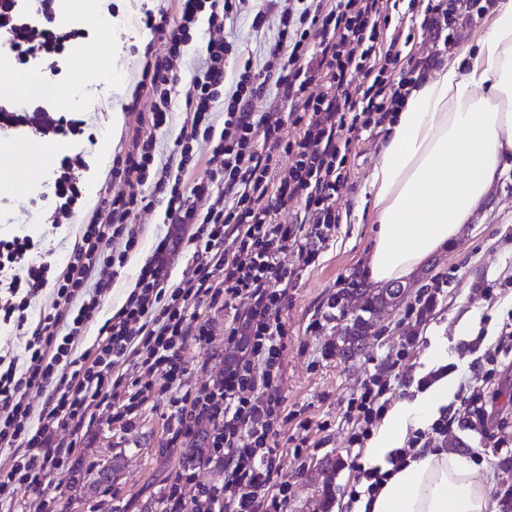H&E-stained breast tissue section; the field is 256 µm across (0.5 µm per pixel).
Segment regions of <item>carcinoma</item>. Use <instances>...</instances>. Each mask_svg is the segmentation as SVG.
<instances>
[{"mask_svg": "<svg viewBox=\"0 0 512 512\" xmlns=\"http://www.w3.org/2000/svg\"><path fill=\"white\" fill-rule=\"evenodd\" d=\"M402 288L400 283H391L384 288H354L346 297H356L351 313H341L336 324V354L351 358L362 350L366 338L377 326L378 312L392 304L393 293Z\"/></svg>", "mask_w": 512, "mask_h": 512, "instance_id": "1", "label": "carcinoma"}]
</instances>
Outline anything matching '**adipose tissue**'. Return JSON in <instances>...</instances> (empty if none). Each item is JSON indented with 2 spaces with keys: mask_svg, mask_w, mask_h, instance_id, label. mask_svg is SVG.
I'll use <instances>...</instances> for the list:
<instances>
[{
  "mask_svg": "<svg viewBox=\"0 0 512 512\" xmlns=\"http://www.w3.org/2000/svg\"><path fill=\"white\" fill-rule=\"evenodd\" d=\"M512 163V0H497L474 48L417 77L386 122L364 194L376 226L363 266L369 286L412 278L457 241ZM457 391L445 382L427 397L395 404L366 455L385 466L411 431L430 423ZM355 512H497L492 486L467 460L421 448Z\"/></svg>",
  "mask_w": 512,
  "mask_h": 512,
  "instance_id": "ef3b65f1",
  "label": "adipose tissue"
}]
</instances>
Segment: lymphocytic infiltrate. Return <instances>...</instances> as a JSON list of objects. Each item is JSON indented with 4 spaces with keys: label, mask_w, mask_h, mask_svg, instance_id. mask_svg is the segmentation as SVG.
I'll list each match as a JSON object with an SVG mask.
<instances>
[{
    "label": "lymphocytic infiltrate",
    "mask_w": 512,
    "mask_h": 512,
    "mask_svg": "<svg viewBox=\"0 0 512 512\" xmlns=\"http://www.w3.org/2000/svg\"><path fill=\"white\" fill-rule=\"evenodd\" d=\"M247 0H179L180 19L145 10L142 24L165 42V51L143 71L141 87L151 95L152 125L166 123L174 95H183L186 118L175 141L177 164L158 163L153 135L137 138L118 156L112 177L123 184L105 194L97 223L86 225L80 245L71 252L64 274L50 277L51 264L34 262L31 237L0 238V325L23 329L33 299L53 286L57 306L41 312L25 343L24 364L0 355V447L13 449L12 463L0 468V507L13 506L20 494H44L54 473L68 470L72 448L55 443L58 430L84 427L112 389V370L137 352L145 378L112 423L130 427L161 374L167 394L170 433L167 445L180 448L204 438L201 453L184 457L175 480L164 489L159 512H262L277 455L274 439L280 400L273 384L288 334L282 311L297 267L310 266L339 222L336 198L343 188V132L357 130L362 115L387 116L400 103L386 90L383 73L400 62L381 53L379 40L389 21V0H256L251 26L274 24L275 35L264 44L259 61L235 65L236 50L224 34ZM206 18L213 37L206 56L191 76L181 72V59L193 39L199 18ZM82 28L56 21L55 0H0V51L16 63L41 61L42 76L60 73L58 58L66 46L85 38ZM366 79L353 83L352 73ZM274 89L281 109L257 112L253 102ZM224 127L214 133L216 110ZM299 129L282 135L284 124ZM83 119L51 113L42 106L6 95L0 97V132L34 133L44 139L81 134ZM212 144L206 179L184 188V178L197 164L193 144ZM86 167L83 153L62 157L50 184L51 223L62 226L81 198L79 183ZM302 201L298 222L282 224L275 204ZM164 200L171 229L154 247L151 261L138 274L136 286L102 326L94 357L75 355L85 323L99 308L111 280L99 269L122 266L125 251L134 249L138 231L133 213L151 211ZM195 225L192 235L182 225ZM125 250L109 252L113 242ZM191 244L199 263L193 275L167 287L161 271L166 258ZM247 301L243 314L224 328L234 350L220 379L203 390L185 389L182 350L187 340L210 342L208 313ZM45 393L40 412H33L31 391ZM461 408L441 413L429 430L413 433L406 447L391 457L400 466L414 448H441L449 426L472 431L484 426L483 395L464 386ZM204 466L223 469L220 484L197 482Z\"/></svg>",
    "instance_id": "lymphocytic-infiltrate-1"
}]
</instances>
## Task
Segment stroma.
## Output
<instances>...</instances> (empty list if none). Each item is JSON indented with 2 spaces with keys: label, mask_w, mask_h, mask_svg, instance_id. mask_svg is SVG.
<instances>
[{
  "label": "stroma",
  "mask_w": 512,
  "mask_h": 512,
  "mask_svg": "<svg viewBox=\"0 0 512 512\" xmlns=\"http://www.w3.org/2000/svg\"><path fill=\"white\" fill-rule=\"evenodd\" d=\"M495 0H476L463 10L447 30L438 32L427 14L428 0H416L413 11L395 10L391 23L400 38L396 45L403 68L433 74L450 55L475 41ZM165 11L169 18L179 14L177 0H86L87 18L60 16L62 24L88 29L90 44H106L99 64L109 70L107 78L84 85L69 106L82 113L89 137L62 139L63 153L83 152L88 168L83 174V191L103 196L121 191L109 174H98L96 142L108 132L112 113L123 116L121 130L111 143L113 153L126 150L138 125L139 113L147 111V99H134L128 89L138 86L148 56L163 52L160 40L141 27L145 10ZM106 14L108 27L91 24L90 15ZM402 68V69H403ZM39 68L20 70L12 58L0 54V88L21 99L55 108L54 99L33 88L18 89L21 76H38ZM348 181L340 191L336 207L340 214L333 237L314 264L299 272L285 307L288 340L281 357L278 396L285 412L277 426L278 452L273 484L287 482L283 512H320L323 465L338 466L331 479L335 498L330 512H350V490L364 491L353 465L354 449L348 439L353 428L346 411L363 383L379 380L391 388L392 401L415 399L416 387L397 386L392 364L403 360L414 378L431 372L424 359L433 346L443 347L450 377L459 383L484 384L499 389L495 416L485 432L450 427L448 446L456 455L473 461L481 475L492 478L496 500L512 492L503 483L504 467H512V451L501 448L512 441V366L495 371L472 368L481 349L496 344L502 327L512 324V168L492 190L485 212L447 251L432 258L407 283L408 291L396 312L367 338L359 355L345 360L331 353L336 340V323L328 317V302L342 288H360V269L371 245L374 226L359 217L357 206L369 173L379 158L383 128L346 133ZM51 166L28 173L17 160L0 159V235L33 238L35 255L48 257L53 274H60L73 248L80 243L88 219L77 209L68 224L53 227L41 223L49 198ZM28 178L30 189L20 196L11 185ZM164 204L141 213L134 222L138 245L127 252L125 265L110 292L87 322L76 353L93 349L106 319L123 304L137 279L142 260L151 256L158 238L168 230ZM228 310L210 313L214 330L210 344L188 341L183 357L188 367L184 378L189 389H197L219 376L224 369V321ZM156 389L139 409L133 426L121 429L109 423L111 407H101L98 418L83 429L60 431L64 442H75V473L55 474L50 492L56 495L59 512H157V500L180 467L184 449L166 447L167 407L161 392L162 376H154ZM107 481H100L104 469Z\"/></svg>",
  "instance_id": "1"
}]
</instances>
